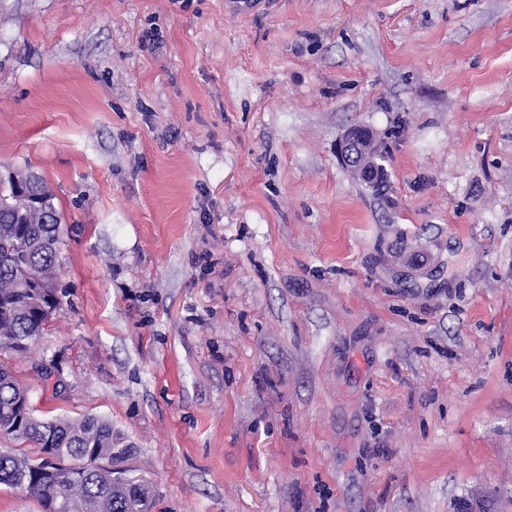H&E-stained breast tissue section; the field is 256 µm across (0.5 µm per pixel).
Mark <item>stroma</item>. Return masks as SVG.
<instances>
[{
  "label": "stroma",
  "mask_w": 512,
  "mask_h": 512,
  "mask_svg": "<svg viewBox=\"0 0 512 512\" xmlns=\"http://www.w3.org/2000/svg\"><path fill=\"white\" fill-rule=\"evenodd\" d=\"M0 164L64 226L0 359L152 512H512V0H0ZM336 153L342 165L362 181L374 185L379 181L383 168L380 144L374 131L364 126L346 129L336 143Z\"/></svg>",
  "instance_id": "obj_1"
}]
</instances>
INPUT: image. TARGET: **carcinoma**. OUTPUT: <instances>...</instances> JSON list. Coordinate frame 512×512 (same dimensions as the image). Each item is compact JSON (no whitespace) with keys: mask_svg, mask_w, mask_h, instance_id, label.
I'll list each match as a JSON object with an SVG mask.
<instances>
[{"mask_svg":"<svg viewBox=\"0 0 512 512\" xmlns=\"http://www.w3.org/2000/svg\"><path fill=\"white\" fill-rule=\"evenodd\" d=\"M49 192L42 210L28 216L0 214V337L13 343L19 354L41 336L49 316L42 311L39 277L57 269L63 243L61 217ZM0 437L21 439L39 449L43 457L32 460L9 452L0 453V486L21 489L38 498L45 512H150V487L124 490L106 476V460H124L115 452L123 437L112 422L87 415L71 420L35 415L28 391L11 369L0 363ZM64 458L66 472L47 480L39 469L51 466L44 455Z\"/></svg>","mask_w":512,"mask_h":512,"instance_id":"cac0c4a2","label":"carcinoma"}]
</instances>
